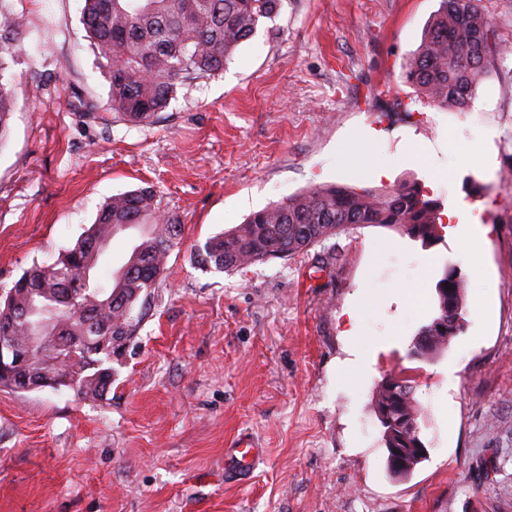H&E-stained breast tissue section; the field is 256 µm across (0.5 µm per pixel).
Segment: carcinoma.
<instances>
[{"label":"carcinoma","instance_id":"obj_1","mask_svg":"<svg viewBox=\"0 0 512 512\" xmlns=\"http://www.w3.org/2000/svg\"><path fill=\"white\" fill-rule=\"evenodd\" d=\"M280 0H84L82 24L105 60L109 106L136 125L154 121L188 80L215 74L259 26L275 14ZM23 32L21 16L0 8V143L16 108L6 82V44ZM512 53V45L493 40L492 21L475 0H441L420 49L403 67L406 81L438 107L462 108L475 94L486 62ZM439 201L413 181L376 191L335 184L312 188L253 213L238 227L196 245L191 258L217 271H231L273 258H288L335 237L350 226L396 230L424 247L438 243ZM127 226L141 229L127 263L93 285L85 272L99 266L112 237ZM182 227L163 208L151 186L113 195L75 244L52 264H35L0 291V336L24 341L31 321L43 319L46 345L35 364L46 373L63 372L82 400L103 398L112 387V357L134 342L147 315L152 289L163 275L169 253L179 245ZM455 289L456 311L448 312V290ZM464 281L448 264L436 283L433 320L445 316L453 332L423 326L429 336L421 359L443 353L464 328ZM25 365L0 367V388L19 390ZM403 382L399 414L419 435L420 409L408 378L386 375L372 397L373 411L390 401L388 385Z\"/></svg>","mask_w":512,"mask_h":512}]
</instances>
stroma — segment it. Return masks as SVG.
Segmentation results:
<instances>
[{
  "label": "stroma",
  "instance_id": "1",
  "mask_svg": "<svg viewBox=\"0 0 512 512\" xmlns=\"http://www.w3.org/2000/svg\"><path fill=\"white\" fill-rule=\"evenodd\" d=\"M0 6L25 18L7 56L0 288L53 263L119 192L154 186L184 227L103 399L0 388V512H512V58L489 59L465 108H440L402 72L440 0H281L222 73L133 126L109 108L84 0ZM406 180L465 204L472 232L443 226L425 248L353 226L232 272L191 258L290 195ZM448 264L464 329L410 359ZM353 349L365 377L344 366ZM391 373L414 380L428 449L405 478L371 404ZM243 437L259 455L237 471L224 451Z\"/></svg>",
  "mask_w": 512,
  "mask_h": 512
}]
</instances>
